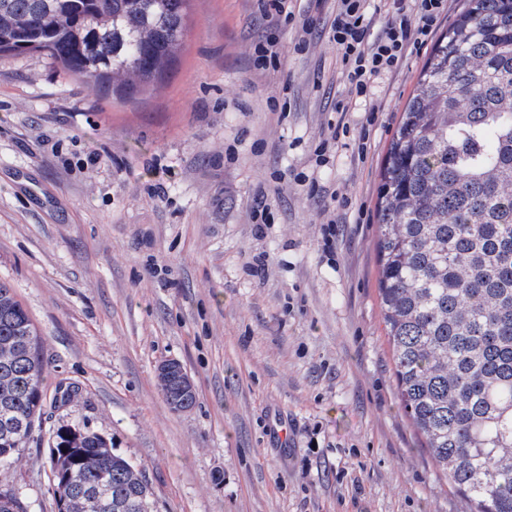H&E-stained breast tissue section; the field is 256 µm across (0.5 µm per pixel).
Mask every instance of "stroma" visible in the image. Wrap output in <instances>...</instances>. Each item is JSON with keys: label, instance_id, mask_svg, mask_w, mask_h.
I'll list each match as a JSON object with an SVG mask.
<instances>
[{"label": "stroma", "instance_id": "stroma-1", "mask_svg": "<svg viewBox=\"0 0 512 512\" xmlns=\"http://www.w3.org/2000/svg\"><path fill=\"white\" fill-rule=\"evenodd\" d=\"M257 14L190 0L161 76L115 94L0 55V279L47 365L41 424L0 467L27 512H57L49 444L83 425L142 469L153 512H470L400 406L378 297L380 168L431 47L379 80L375 116H341L328 37L280 23V57L258 69ZM340 119L370 124L367 155L341 144L317 165ZM315 186L349 200L336 229ZM171 359L190 410L157 388Z\"/></svg>", "mask_w": 512, "mask_h": 512}]
</instances>
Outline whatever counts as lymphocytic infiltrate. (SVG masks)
<instances>
[{
    "instance_id": "lymphocytic-infiltrate-1",
    "label": "lymphocytic infiltrate",
    "mask_w": 512,
    "mask_h": 512,
    "mask_svg": "<svg viewBox=\"0 0 512 512\" xmlns=\"http://www.w3.org/2000/svg\"><path fill=\"white\" fill-rule=\"evenodd\" d=\"M446 5L447 0H379L387 21L377 31L368 0H336L328 35L351 98L372 104L377 80L402 66L409 47L427 41ZM350 100H338L337 111H349Z\"/></svg>"
}]
</instances>
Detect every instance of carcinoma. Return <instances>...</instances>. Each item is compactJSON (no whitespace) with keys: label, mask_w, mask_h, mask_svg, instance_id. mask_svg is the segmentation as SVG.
Segmentation results:
<instances>
[{"label":"carcinoma","mask_w":512,"mask_h":512,"mask_svg":"<svg viewBox=\"0 0 512 512\" xmlns=\"http://www.w3.org/2000/svg\"><path fill=\"white\" fill-rule=\"evenodd\" d=\"M189 0H0V54L43 53L106 90L153 80ZM378 290L393 379L435 469L474 504L512 512V0H467L428 54L385 155ZM46 364L0 280V466L40 424ZM176 412L196 391L158 376ZM67 512H150L143 471L86 427L55 432Z\"/></svg>","instance_id":"cac0c4a2"}]
</instances>
